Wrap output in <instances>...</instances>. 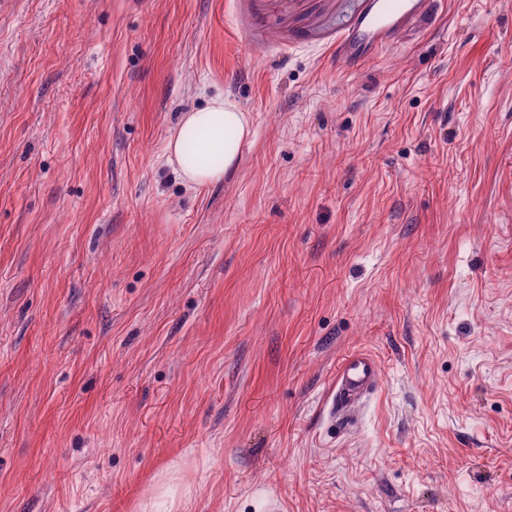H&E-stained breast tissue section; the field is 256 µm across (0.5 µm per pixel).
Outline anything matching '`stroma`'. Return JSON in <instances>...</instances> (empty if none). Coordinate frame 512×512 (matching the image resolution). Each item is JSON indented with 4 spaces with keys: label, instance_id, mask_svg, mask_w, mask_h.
I'll return each instance as SVG.
<instances>
[{
    "label": "stroma",
    "instance_id": "stroma-1",
    "mask_svg": "<svg viewBox=\"0 0 512 512\" xmlns=\"http://www.w3.org/2000/svg\"><path fill=\"white\" fill-rule=\"evenodd\" d=\"M363 3L0 11V512H512V0L337 62ZM250 135L247 112L228 98L215 97L202 107L182 113L167 139L165 151L183 182L191 188L201 187L224 180V175L237 166L241 146ZM381 373L375 356L366 350L348 354L336 369L331 409L352 416L376 392Z\"/></svg>",
    "mask_w": 512,
    "mask_h": 512
}]
</instances>
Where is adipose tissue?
Wrapping results in <instances>:
<instances>
[{
	"instance_id": "1",
	"label": "adipose tissue",
	"mask_w": 512,
	"mask_h": 512,
	"mask_svg": "<svg viewBox=\"0 0 512 512\" xmlns=\"http://www.w3.org/2000/svg\"><path fill=\"white\" fill-rule=\"evenodd\" d=\"M251 134L247 112L234 101L215 97L206 105L183 112L173 127L165 151L183 182L191 188L221 182L240 159L243 142ZM194 137L196 151L186 154L184 143Z\"/></svg>"
}]
</instances>
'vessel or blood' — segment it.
Returning <instances> with one entry per match:
<instances>
[{
	"instance_id": "b4317fda",
	"label": "vessel or blood",
	"mask_w": 512,
	"mask_h": 512,
	"mask_svg": "<svg viewBox=\"0 0 512 512\" xmlns=\"http://www.w3.org/2000/svg\"><path fill=\"white\" fill-rule=\"evenodd\" d=\"M429 0H367L352 29L341 35L333 49L337 59L351 57L360 49L376 56L386 50L394 34L429 14ZM381 373L375 356L366 350L348 354L336 370L331 408L352 416L376 392Z\"/></svg>"
}]
</instances>
